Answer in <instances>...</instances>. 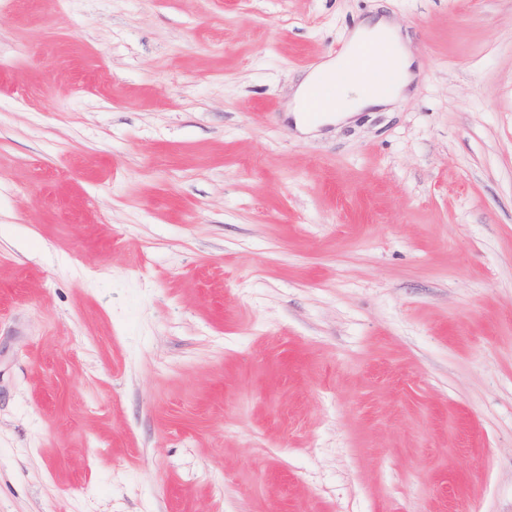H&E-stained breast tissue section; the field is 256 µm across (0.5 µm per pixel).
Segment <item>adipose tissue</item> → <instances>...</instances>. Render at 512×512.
<instances>
[{
    "instance_id": "ef3b65f1",
    "label": "adipose tissue",
    "mask_w": 512,
    "mask_h": 512,
    "mask_svg": "<svg viewBox=\"0 0 512 512\" xmlns=\"http://www.w3.org/2000/svg\"><path fill=\"white\" fill-rule=\"evenodd\" d=\"M351 46L370 47L375 55L371 68H347L344 58H337L311 71L296 86L293 95L295 125L299 130L312 128L307 114L316 93L333 88L336 97L325 101L322 110L324 120L345 121L354 112L365 108L386 106L405 92L414 77V60L407 54L398 28L385 16L379 15L360 23L353 31ZM395 62L399 76L388 91L378 88L377 74L388 62ZM338 75V82L326 85L330 75Z\"/></svg>"
}]
</instances>
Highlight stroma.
Masks as SVG:
<instances>
[{
  "label": "stroma",
  "mask_w": 512,
  "mask_h": 512,
  "mask_svg": "<svg viewBox=\"0 0 512 512\" xmlns=\"http://www.w3.org/2000/svg\"><path fill=\"white\" fill-rule=\"evenodd\" d=\"M0 512H512V0H0ZM350 46H369L375 54L372 71L367 67L362 69H348L344 58L328 61L311 71L296 86L293 95V109L295 113V126L301 131H307L321 124L311 121L306 112H325L323 121L335 119L336 123L345 121L354 112L365 108L387 106L405 92L410 85L414 73V60L406 53L399 29L392 25L384 15L367 19L360 23L353 31ZM393 58L399 76L391 88L382 92L378 89L377 74L384 69ZM340 72L338 82L325 84L330 75ZM332 88L335 91V101L324 100L319 111H314L311 101L316 93ZM333 112H336L334 114Z\"/></svg>",
  "instance_id": "1"
}]
</instances>
